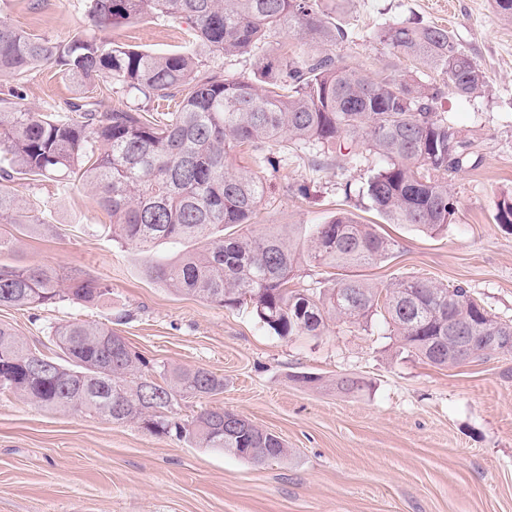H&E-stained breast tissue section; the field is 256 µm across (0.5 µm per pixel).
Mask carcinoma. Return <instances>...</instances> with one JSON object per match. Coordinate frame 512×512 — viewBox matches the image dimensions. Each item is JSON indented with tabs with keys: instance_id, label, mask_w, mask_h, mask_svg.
Returning a JSON list of instances; mask_svg holds the SVG:
<instances>
[{
	"instance_id": "obj_1",
	"label": "carcinoma",
	"mask_w": 512,
	"mask_h": 512,
	"mask_svg": "<svg viewBox=\"0 0 512 512\" xmlns=\"http://www.w3.org/2000/svg\"><path fill=\"white\" fill-rule=\"evenodd\" d=\"M89 28L55 41L0 16V73L23 78L55 65L76 89L66 112L42 116L18 102L0 101V251L15 233L46 228L11 186L16 175L91 188L111 219L112 235L142 250L159 240L198 241L202 249L150 264L147 274L172 290L226 309L246 306L277 336H319L335 320L361 326L379 315L403 347L437 367L459 365L498 350L484 340L500 321L462 285L442 287L398 278L383 288L350 275L327 288L289 287L301 264L346 268L373 265L395 242L340 211L318 225L302 251L279 232L233 235L250 223L264 196L263 180L229 166V153H254L316 143L333 147L357 137L373 155L365 194L390 224L438 232L455 213L448 175L475 168L471 143L438 112L445 95L485 91L486 77L447 30L400 22L379 40L415 63L375 77L334 52L348 33L318 0H87ZM186 20L194 40L222 55H245L284 30L307 50L283 52L252 78L226 77L202 65L191 49L152 54L102 36L146 16ZM430 70L438 79L422 78ZM108 80L137 104L100 111L94 96ZM495 221L512 229V194L496 204ZM108 285L73 272L0 267V306L38 308L63 297L93 302ZM472 330L465 352L448 353V321ZM60 353L49 356L0 324V393L41 407L93 413L133 423L200 448L227 450L253 464L288 453L283 440L222 408L193 420L177 416L178 399L224 390V378L205 369L159 368L109 327L66 322L51 327Z\"/></svg>"
}]
</instances>
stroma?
<instances>
[{"mask_svg": "<svg viewBox=\"0 0 512 512\" xmlns=\"http://www.w3.org/2000/svg\"><path fill=\"white\" fill-rule=\"evenodd\" d=\"M323 7L348 33L337 55L373 76L407 66L378 39L384 25L414 19L447 29L488 82L481 96H451L442 106L481 162L449 177L456 210L445 230L430 234L381 221L365 196L345 198V182L361 187L372 174L358 139L332 149L328 169L312 166L311 145L274 168L235 150L230 165L252 168L266 184L252 230L304 241L314 225L350 211L397 243L391 258L359 269L360 278L379 287L400 276L461 285L512 323V231L495 222L496 202L512 191V23L493 0ZM0 15L58 41L89 25L84 0H0ZM111 37L163 54L188 46L191 32L179 19H146L113 28ZM284 45L303 49L298 36L280 33L246 55L218 56L203 45L196 52L209 68L250 78ZM12 94L47 115L63 112L75 92L58 68L40 67L21 81L0 74V98ZM14 186L51 229L18 236L0 264L77 269L112 292L95 303L2 306L0 323L51 353V326L107 325L151 362L212 371L223 376V392L182 401L180 417L222 407L279 435L288 453L255 465L133 424L0 395V512H512V354L438 368L404 351L376 319L333 323L320 336H277L248 309L173 293L145 274L150 258L179 256L191 243L143 252L113 238L89 188L24 178ZM305 375L311 383H302ZM344 377L361 390L338 389Z\"/></svg>", "mask_w": 512, "mask_h": 512, "instance_id": "35a3bbf8", "label": "stroma"}]
</instances>
